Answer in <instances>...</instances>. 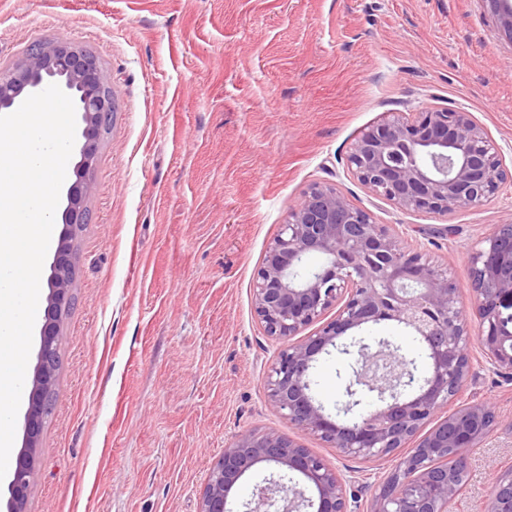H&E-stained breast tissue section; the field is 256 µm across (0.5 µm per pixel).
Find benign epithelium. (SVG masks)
<instances>
[{
    "label": "benign epithelium",
    "mask_w": 512,
    "mask_h": 512,
    "mask_svg": "<svg viewBox=\"0 0 512 512\" xmlns=\"http://www.w3.org/2000/svg\"><path fill=\"white\" fill-rule=\"evenodd\" d=\"M497 17L495 34L512 41V3L487 0ZM56 84L75 105L79 155L67 187L50 275L39 349L23 418V441L7 485L4 512H26L38 474L44 419L57 381L58 345L72 304L73 240L89 222L102 129L115 108L110 77L99 58L70 41L30 44L23 56L0 70V113L14 112L29 96ZM347 168L373 196L402 211L448 214L484 205L507 180L503 157L471 112L428 105L393 113L365 128L351 144ZM310 254L324 262L301 273ZM477 341L494 369L512 376V329L500 320L501 299L512 297V223L499 224L471 254ZM255 312L265 335L283 341L265 379L268 397L288 419L320 435L339 452L370 459L412 440L461 390L470 369L471 336L446 271L355 205L333 185L313 183L288 212L267 246L253 288ZM336 308L335 316L321 322ZM394 322L425 351L418 372L402 347L380 338L352 351L344 413L360 404L357 393L376 397L365 413L340 421L316 403L311 372L319 357L348 336L381 322ZM312 333H301L315 323ZM301 339L294 340V337ZM488 404L470 401L443 417L410 449L379 486L374 512H448L460 494L462 474L438 473L431 459L453 455L467 469L470 449L487 438L497 420ZM273 464L302 478L313 490L269 478L252 490L245 512H350L352 482L329 462L276 434H246L224 448L207 474L198 512H231L240 481L260 464ZM485 512H512V473L497 477Z\"/></svg>",
    "instance_id": "1"
}]
</instances>
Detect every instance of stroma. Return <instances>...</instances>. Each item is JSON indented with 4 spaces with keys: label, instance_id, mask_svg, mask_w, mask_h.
<instances>
[{
    "label": "stroma",
    "instance_id": "1",
    "mask_svg": "<svg viewBox=\"0 0 512 512\" xmlns=\"http://www.w3.org/2000/svg\"><path fill=\"white\" fill-rule=\"evenodd\" d=\"M487 0H0V66L35 40L68 38L112 75L91 220L74 242V304L27 512H197L209 468L237 437L274 433L361 485L373 512L404 449L339 453L270 403L282 347L265 336L253 286L302 192L332 184L427 255L473 317L470 256L512 222V180L483 206L408 213L347 169L354 139L392 112L462 107L512 171V42ZM350 358L322 355L313 393L343 399ZM487 402L499 424L471 450L449 512H484L512 470V379L471 347L447 403Z\"/></svg>",
    "mask_w": 512,
    "mask_h": 512
}]
</instances>
